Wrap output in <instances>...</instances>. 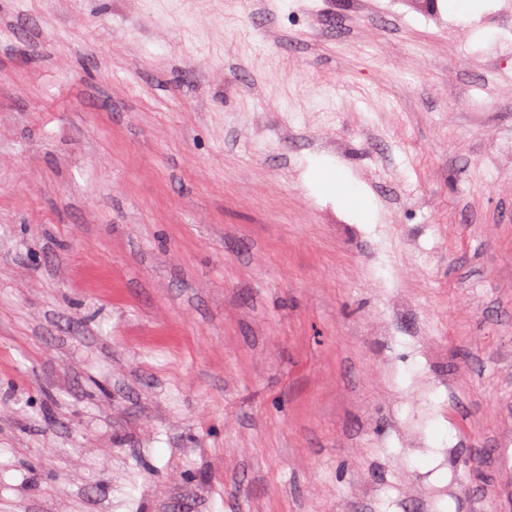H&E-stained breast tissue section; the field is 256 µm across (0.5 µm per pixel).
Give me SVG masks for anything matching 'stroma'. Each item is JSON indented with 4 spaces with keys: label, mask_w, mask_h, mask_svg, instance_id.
I'll return each instance as SVG.
<instances>
[{
    "label": "stroma",
    "mask_w": 512,
    "mask_h": 512,
    "mask_svg": "<svg viewBox=\"0 0 512 512\" xmlns=\"http://www.w3.org/2000/svg\"><path fill=\"white\" fill-rule=\"evenodd\" d=\"M0 512H512V0H0Z\"/></svg>",
    "instance_id": "35a3bbf8"
}]
</instances>
